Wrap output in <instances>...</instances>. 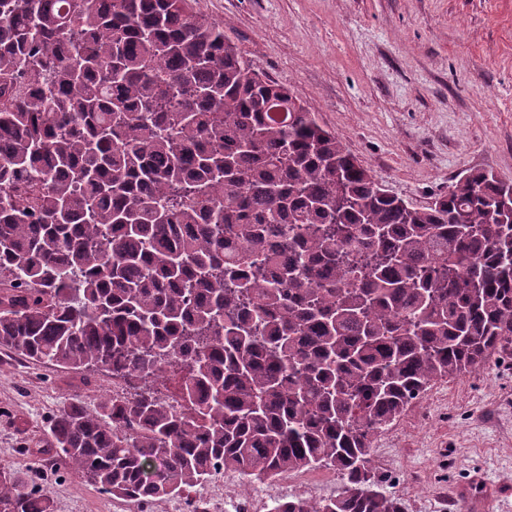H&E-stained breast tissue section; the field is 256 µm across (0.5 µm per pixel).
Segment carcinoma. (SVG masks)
I'll list each match as a JSON object with an SVG mask.
<instances>
[{
  "instance_id": "obj_1",
  "label": "carcinoma",
  "mask_w": 512,
  "mask_h": 512,
  "mask_svg": "<svg viewBox=\"0 0 512 512\" xmlns=\"http://www.w3.org/2000/svg\"><path fill=\"white\" fill-rule=\"evenodd\" d=\"M511 342V182L386 194L190 0H0V346L133 390L37 460L137 502L327 467L271 512H404L374 437ZM0 512L53 499L1 468Z\"/></svg>"
}]
</instances>
